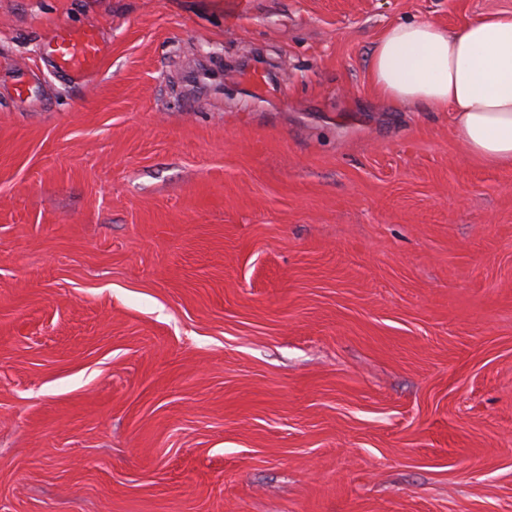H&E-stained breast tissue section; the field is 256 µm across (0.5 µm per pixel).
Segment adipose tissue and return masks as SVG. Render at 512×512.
<instances>
[{
	"label": "adipose tissue",
	"instance_id": "1",
	"mask_svg": "<svg viewBox=\"0 0 512 512\" xmlns=\"http://www.w3.org/2000/svg\"><path fill=\"white\" fill-rule=\"evenodd\" d=\"M369 71L375 96L448 113L473 159L512 168V11L455 29L422 20L391 24Z\"/></svg>",
	"mask_w": 512,
	"mask_h": 512
}]
</instances>
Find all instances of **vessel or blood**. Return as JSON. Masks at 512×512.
Returning a JSON list of instances; mask_svg holds the SVG:
<instances>
[{
	"instance_id": "b4317fda",
	"label": "vessel or blood",
	"mask_w": 512,
	"mask_h": 512,
	"mask_svg": "<svg viewBox=\"0 0 512 512\" xmlns=\"http://www.w3.org/2000/svg\"><path fill=\"white\" fill-rule=\"evenodd\" d=\"M43 53L57 73L74 83L90 79L99 69L105 46L95 26L61 29L44 44Z\"/></svg>"
}]
</instances>
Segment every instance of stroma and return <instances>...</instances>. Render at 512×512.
I'll return each mask as SVG.
<instances>
[{"label": "stroma", "mask_w": 512, "mask_h": 512, "mask_svg": "<svg viewBox=\"0 0 512 512\" xmlns=\"http://www.w3.org/2000/svg\"><path fill=\"white\" fill-rule=\"evenodd\" d=\"M499 10L0 0V512H512V169L369 81ZM43 53L54 65L57 73L74 83L90 79L99 69L105 46L98 29H61L50 37Z\"/></svg>", "instance_id": "stroma-1"}]
</instances>
